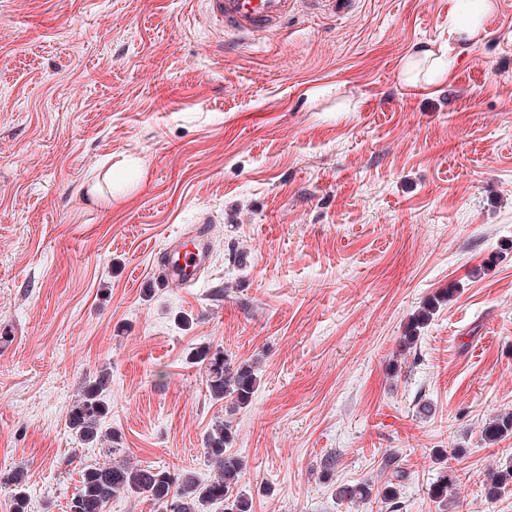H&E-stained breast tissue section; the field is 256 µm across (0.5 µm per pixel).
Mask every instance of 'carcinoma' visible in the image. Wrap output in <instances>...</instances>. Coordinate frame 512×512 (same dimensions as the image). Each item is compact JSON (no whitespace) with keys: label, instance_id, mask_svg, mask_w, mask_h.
<instances>
[{"label":"carcinoma","instance_id":"1","mask_svg":"<svg viewBox=\"0 0 512 512\" xmlns=\"http://www.w3.org/2000/svg\"><path fill=\"white\" fill-rule=\"evenodd\" d=\"M447 290L426 300L410 319L403 343L411 346L420 338L421 330L433 319L441 305L449 301ZM191 360L204 365L205 379L211 397L225 403L229 413L246 407L260 382L256 367L247 361L235 362L224 349L210 344L202 345L192 353ZM107 377L104 374L83 384L78 399L72 406L67 424L76 438L86 444L98 442L108 446L111 455L121 453V436L103 431V420L109 412L104 396ZM484 437L495 442L512 434V413L496 415L484 428ZM235 440L232 421L220 419L208 432L204 455L216 467V474L207 482L199 481L192 471L184 468L142 466L129 459H119L103 465H90L81 470L80 485L72 493L67 512H107L115 498L144 495L161 504L165 512H211L215 505L224 512H252V499L238 490L244 475L245 463L230 451ZM512 483V468L493 473L488 494L494 495ZM0 485L11 490L13 512H29L26 494V473L18 468L1 476ZM455 476L444 474L432 489L440 503L452 496ZM372 495L369 484L342 486L338 496L344 500L365 501Z\"/></svg>","mask_w":512,"mask_h":512}]
</instances>
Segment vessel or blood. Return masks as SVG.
Segmentation results:
<instances>
[{"label": "vessel or blood", "instance_id": "b4317fda", "mask_svg": "<svg viewBox=\"0 0 512 512\" xmlns=\"http://www.w3.org/2000/svg\"><path fill=\"white\" fill-rule=\"evenodd\" d=\"M300 0H207L212 17L225 32L247 40L279 31L293 16ZM211 258L210 231L200 227L168 243L158 260L156 282L165 288L195 283Z\"/></svg>", "mask_w": 512, "mask_h": 512}]
</instances>
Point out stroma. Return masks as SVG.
Returning <instances> with one entry per match:
<instances>
[{
  "mask_svg": "<svg viewBox=\"0 0 512 512\" xmlns=\"http://www.w3.org/2000/svg\"><path fill=\"white\" fill-rule=\"evenodd\" d=\"M453 0L310 5L258 41L205 0H0V472L65 512L104 447L67 415L108 372L124 457L214 469L230 418L253 512H512V0L451 35ZM449 56L407 82L419 44ZM209 225V270L157 287L152 257ZM453 296L403 348L422 303ZM253 361L226 414L190 352ZM403 471L400 510L339 499ZM484 437L487 441L496 442L501 437L512 434V413L505 412L496 415L484 428Z\"/></svg>",
  "mask_w": 512,
  "mask_h": 512,
  "instance_id": "1",
  "label": "stroma"
}]
</instances>
